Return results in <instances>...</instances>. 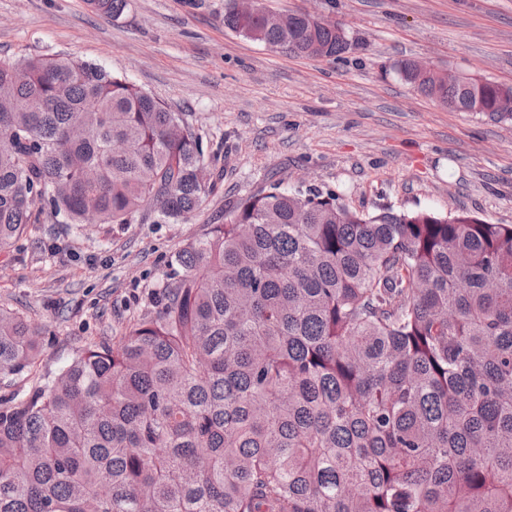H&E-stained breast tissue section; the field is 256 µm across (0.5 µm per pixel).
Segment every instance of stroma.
<instances>
[{"label":"stroma","mask_w":512,"mask_h":512,"mask_svg":"<svg viewBox=\"0 0 512 512\" xmlns=\"http://www.w3.org/2000/svg\"><path fill=\"white\" fill-rule=\"evenodd\" d=\"M341 22L342 59L275 51L224 26V0H0V58L100 64L182 114L205 145L211 187L176 224H62L0 250V308L40 329L37 373L59 371L161 307L170 261L270 182L317 188L351 210H467L512 224V120L455 112L399 73L512 85V0H262Z\"/></svg>","instance_id":"35a3bbf8"}]
</instances>
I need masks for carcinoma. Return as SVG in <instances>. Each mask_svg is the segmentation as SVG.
Segmentation results:
<instances>
[{"mask_svg": "<svg viewBox=\"0 0 512 512\" xmlns=\"http://www.w3.org/2000/svg\"><path fill=\"white\" fill-rule=\"evenodd\" d=\"M116 17L127 0H90ZM224 26L339 59L301 12ZM418 91L501 119L512 86ZM182 118L104 67L0 58V250L64 224L187 219L210 186ZM164 303L0 400V512H512V224L459 210L359 213L278 183L171 259ZM40 330L0 308V381Z\"/></svg>", "mask_w": 512, "mask_h": 512, "instance_id": "obj_1", "label": "carcinoma"}]
</instances>
